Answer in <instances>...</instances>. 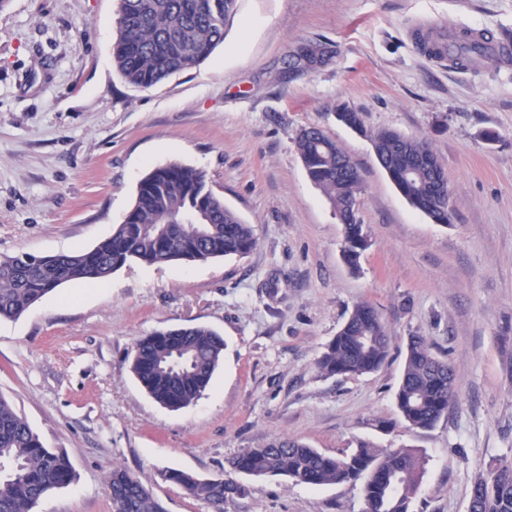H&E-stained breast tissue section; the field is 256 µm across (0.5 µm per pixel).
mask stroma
Returning <instances> with one entry per match:
<instances>
[{"label": "stroma", "instance_id": "35a3bbf8", "mask_svg": "<svg viewBox=\"0 0 512 512\" xmlns=\"http://www.w3.org/2000/svg\"><path fill=\"white\" fill-rule=\"evenodd\" d=\"M118 0H9L0 9V257L70 253L123 223L152 168L205 173L253 225L246 256L112 273L109 292L72 281L0 319V395L75 472L36 512H112L107 473L138 477L167 512H213L172 470L234 478L224 512H365L360 485L312 487L231 474L226 461L277 437L328 455L360 444L426 457L412 512H467L490 463L512 460V65L460 70L423 54L415 29L512 30V0H238L222 45L149 88L113 64ZM319 46L315 71L291 54ZM359 112L362 132L336 120ZM317 126L362 177L369 246L352 273L343 226L297 152ZM390 129L425 139L455 218L415 210L372 144ZM493 140H485V133ZM392 337L378 371L323 375L316 362L359 302ZM202 324L224 338L203 395L173 411L129 370L136 340ZM457 373V398L429 430L396 406L409 336Z\"/></svg>", "mask_w": 512, "mask_h": 512}]
</instances>
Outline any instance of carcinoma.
<instances>
[{
	"instance_id": "obj_1",
	"label": "carcinoma",
	"mask_w": 512,
	"mask_h": 512,
	"mask_svg": "<svg viewBox=\"0 0 512 512\" xmlns=\"http://www.w3.org/2000/svg\"><path fill=\"white\" fill-rule=\"evenodd\" d=\"M119 0V37L113 63L135 87L149 88L170 76L193 69L224 43L227 21L237 0ZM421 49L430 57L448 58L461 69L483 65L488 46L467 29L429 27L418 31ZM379 157L392 174L410 166L408 180L397 179L399 192L416 210L434 213L451 190L429 144L393 130L373 138ZM296 148L311 181L326 195L336 218L348 229L342 257L359 269L354 242L364 240L350 204L361 179L341 146L318 130L298 133ZM199 210L207 224L199 237L186 232L165 244L158 229L180 224ZM257 244L246 224L209 187L205 174L180 163L151 169L140 181L126 220L94 247L71 254L0 258V319L16 318L64 283L106 278L126 263L208 262L244 256ZM391 336L378 311L357 304L336 336L326 345L317 366L326 376L362 375L387 360ZM224 357V340L204 325L154 332L137 339L130 371L145 392L171 410L183 409L207 389ZM454 369L436 356L430 344L413 336L408 344L397 408L415 429H429L455 400ZM231 470L253 477L284 476L313 485L363 483L366 512H410L422 478L425 457L413 448H376L362 444L351 454L332 456L291 438H275L228 461ZM75 479L65 453L44 446L27 421L0 395V512H34L49 492ZM167 479L224 512V502L241 496L245 487L231 479L201 482L194 474L174 471ZM107 483L112 512H166L152 491L127 470L116 466ZM472 512H512V462L498 461L474 480L469 496Z\"/></svg>"
}]
</instances>
